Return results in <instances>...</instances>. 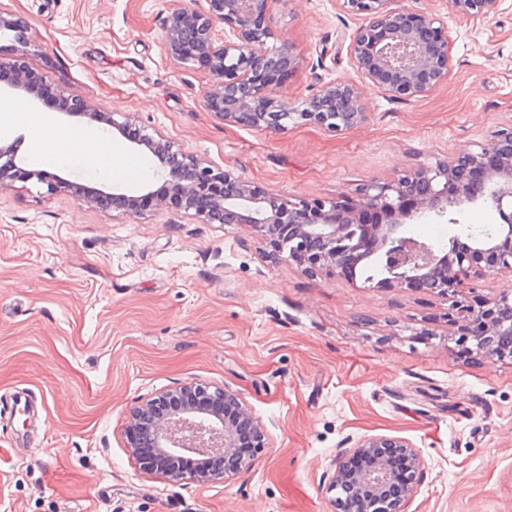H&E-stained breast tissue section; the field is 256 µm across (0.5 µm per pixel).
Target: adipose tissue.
Segmentation results:
<instances>
[{
  "label": "adipose tissue",
  "instance_id": "ef3b65f1",
  "mask_svg": "<svg viewBox=\"0 0 512 512\" xmlns=\"http://www.w3.org/2000/svg\"><path fill=\"white\" fill-rule=\"evenodd\" d=\"M20 122L25 124L31 136L45 138L52 134L56 137L50 151L37 154L36 159L40 163H49L64 153H75L92 159L100 175L106 178L111 177L113 169L122 164L121 157L107 149L99 135L82 128L55 131L50 115L25 114L16 103L7 100L0 102V129H8Z\"/></svg>",
  "mask_w": 512,
  "mask_h": 512
}]
</instances>
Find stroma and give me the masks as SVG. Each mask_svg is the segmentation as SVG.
I'll list each match as a JSON object with an SVG mask.
<instances>
[{
    "label": "stroma",
    "mask_w": 512,
    "mask_h": 512,
    "mask_svg": "<svg viewBox=\"0 0 512 512\" xmlns=\"http://www.w3.org/2000/svg\"><path fill=\"white\" fill-rule=\"evenodd\" d=\"M417 5L448 27V82L408 101L363 86L369 117L341 133L209 112L212 75L163 50L173 0H0V15L29 21L26 54L0 35V60L23 58L88 108L261 190L340 201L512 124V0L484 19L448 0ZM266 21L297 57L289 97L358 81L345 37L365 16L339 0H274ZM55 171L71 189L0 186V512H332V462L363 435L419 449L406 512H512V358L461 355L444 295L361 266L304 271L247 224L82 203L76 188L99 181L92 163ZM499 222L475 204L458 224L407 230L432 229L444 248L462 226ZM190 381L236 394L270 434L246 473L173 483L130 457V407Z\"/></svg>",
    "instance_id": "35a3bbf8"
}]
</instances>
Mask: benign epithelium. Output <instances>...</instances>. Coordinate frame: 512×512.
I'll return each mask as SVG.
<instances>
[{
  "label": "benign epithelium",
  "mask_w": 512,
  "mask_h": 512,
  "mask_svg": "<svg viewBox=\"0 0 512 512\" xmlns=\"http://www.w3.org/2000/svg\"><path fill=\"white\" fill-rule=\"evenodd\" d=\"M274 2L207 0L208 7L200 10L180 0L165 21V53L182 68L208 67L217 83L206 92L205 105L228 123L283 133L301 124L341 132L366 121L362 91L354 83L327 84L302 101L283 93V77L295 64L292 48L269 26L255 24V18L266 15ZM498 2L450 0L456 13L484 18L496 11ZM343 6L368 18L348 44L352 65L365 83L392 99L407 100L422 97L448 80L453 58L447 27L439 19L398 0H343ZM26 28L24 18L0 15V32L13 33L23 52ZM56 94L55 111L105 124L133 149H147L166 180L159 189L145 183L135 191L121 184H93L82 188L79 201L94 203L109 196L113 208L137 214L143 198L174 200L179 202L177 210L194 212L203 224L251 225L274 254H287L288 260L306 271L326 269L341 275L372 258L392 287L411 288L422 282L447 296L448 316L457 323L462 342L473 343L475 351L490 361L507 357L498 344L512 343V290L464 304L453 299L448 289L470 272L479 276L483 271H512V126L499 130L477 150L457 152L433 167H420L388 181L364 184L357 189L356 199L347 203L293 201L259 190L232 171H216L160 135L154 138L142 132L131 138L129 123L91 111L63 89H56ZM6 97H27L32 104H41L38 89L23 72L0 83V100ZM18 144L17 139L0 144L1 178L22 170ZM32 178L52 190L70 187L66 179L45 169L27 172V179ZM477 203L493 207L501 223L465 248L454 236L448 250L439 255L431 245L408 235L406 225L423 219L456 225L464 207ZM176 395L185 397V407L175 413L156 412L162 401ZM220 405L222 415L214 411ZM129 416V453L137 447L134 438L142 436L154 448L148 472L172 481L210 483L248 471L257 456L216 473L173 466L187 456L232 454L242 424L253 428L258 448L270 445L266 430L236 394L203 383H180L142 399ZM378 448L402 449L406 457L403 495L393 500L385 494L396 479L386 464L377 461L347 477L339 463L327 486L333 512H405L423 479V458L409 442L383 435L361 437L352 454H371Z\"/></svg>",
  "instance_id": "benign-epithelium-1"
}]
</instances>
